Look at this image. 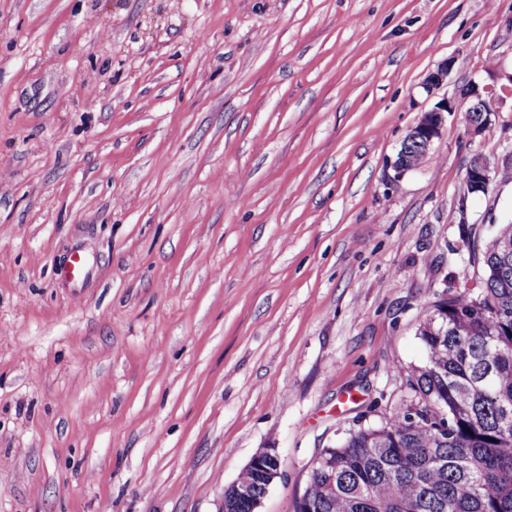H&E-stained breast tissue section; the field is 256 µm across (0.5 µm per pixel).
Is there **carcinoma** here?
<instances>
[{
    "label": "carcinoma",
    "mask_w": 512,
    "mask_h": 512,
    "mask_svg": "<svg viewBox=\"0 0 512 512\" xmlns=\"http://www.w3.org/2000/svg\"><path fill=\"white\" fill-rule=\"evenodd\" d=\"M512 222L470 258L484 287L449 295L419 331L415 400L349 433L317 464L301 512H512Z\"/></svg>",
    "instance_id": "carcinoma-1"
}]
</instances>
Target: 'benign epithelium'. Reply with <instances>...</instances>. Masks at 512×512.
<instances>
[{"label": "benign epithelium", "mask_w": 512, "mask_h": 512, "mask_svg": "<svg viewBox=\"0 0 512 512\" xmlns=\"http://www.w3.org/2000/svg\"><path fill=\"white\" fill-rule=\"evenodd\" d=\"M454 65L450 60L437 71L431 73L425 84L430 90L439 87L447 79ZM469 100L467 108V122L471 134L477 136L484 134L491 128L497 109L492 95L483 94L478 88L470 86L463 91ZM454 111L452 101L445 97L433 108L424 111L417 123L409 130L403 140L394 161L389 163L393 175L390 182L400 181L408 172L414 170L413 158L429 152L434 141L438 139L446 122V113ZM494 171L480 156L474 157L466 168L465 183L469 193H485L491 184ZM280 456L273 448H268L255 455L247 464L246 469L254 473L255 481L270 487L274 480L282 475Z\"/></svg>", "instance_id": "obj_1"}]
</instances>
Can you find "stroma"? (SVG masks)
Wrapping results in <instances>:
<instances>
[{"mask_svg": "<svg viewBox=\"0 0 512 512\" xmlns=\"http://www.w3.org/2000/svg\"><path fill=\"white\" fill-rule=\"evenodd\" d=\"M474 83L492 127L457 99L388 184ZM510 170L512 0H0V512H222L268 448L256 512H296L323 449L413 399ZM463 95L469 100L466 111L469 131L475 136L484 134L491 128L498 112L492 95L481 93L475 86L466 88ZM455 112L452 101L444 97L433 108L424 111L417 123L409 130L403 140L394 161L389 163L393 175H388L390 182H399L408 172L414 170L425 158L434 141L438 139L445 126V113ZM417 157L414 160V156ZM494 175V176H493ZM495 178L494 171L487 162L479 156L474 157L466 168L465 183L469 193H486ZM280 460L281 458L275 449L268 448L255 455L245 467V469L254 473L255 481L262 482L265 485V490L262 484L256 487V497H261L264 493L266 494L274 480L282 475L281 465L273 466L275 463L280 464ZM264 495L256 502L255 506L253 500H238L234 503L231 511L255 512V509ZM228 506H230L229 503L224 499V512H231L227 510Z\"/></svg>", "mask_w": 512, "mask_h": 512, "instance_id": "obj_1", "label": "stroma"}]
</instances>
